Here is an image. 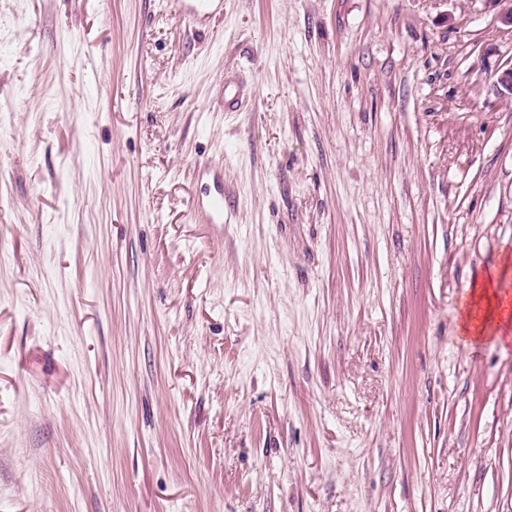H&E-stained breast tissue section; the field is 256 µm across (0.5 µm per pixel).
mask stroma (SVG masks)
Here are the masks:
<instances>
[{
  "instance_id": "35a3bbf8",
  "label": "stroma",
  "mask_w": 512,
  "mask_h": 512,
  "mask_svg": "<svg viewBox=\"0 0 512 512\" xmlns=\"http://www.w3.org/2000/svg\"><path fill=\"white\" fill-rule=\"evenodd\" d=\"M499 9L0 0V512H512ZM222 0H178L177 7L183 19L196 26L220 13L218 8ZM472 296L474 303L481 305L483 311L482 316H479L478 313L475 316H472L471 312L468 313V322L475 320L480 323L479 325L473 323L476 334H482L486 322L496 319L498 322L504 320L505 307H503V299L496 292H490L488 288H481L478 291H474Z\"/></svg>"
}]
</instances>
